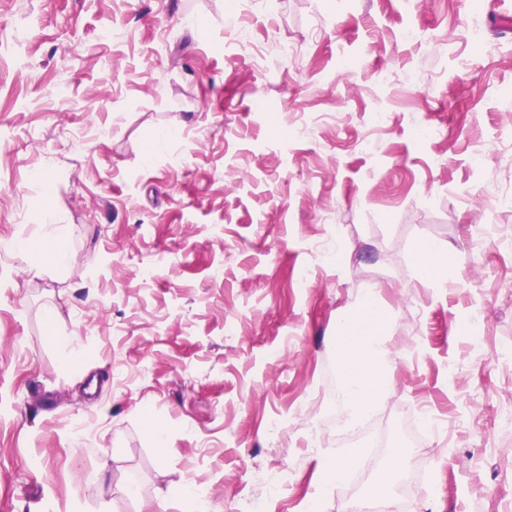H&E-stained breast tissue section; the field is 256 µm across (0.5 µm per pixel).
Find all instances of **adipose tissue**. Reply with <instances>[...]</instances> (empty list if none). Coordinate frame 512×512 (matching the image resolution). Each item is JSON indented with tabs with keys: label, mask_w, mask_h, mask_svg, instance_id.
I'll use <instances>...</instances> for the list:
<instances>
[{
	"label": "adipose tissue",
	"mask_w": 512,
	"mask_h": 512,
	"mask_svg": "<svg viewBox=\"0 0 512 512\" xmlns=\"http://www.w3.org/2000/svg\"><path fill=\"white\" fill-rule=\"evenodd\" d=\"M388 328V314L372 294L366 295L339 325L340 400L348 417L372 411L388 388Z\"/></svg>",
	"instance_id": "1"
}]
</instances>
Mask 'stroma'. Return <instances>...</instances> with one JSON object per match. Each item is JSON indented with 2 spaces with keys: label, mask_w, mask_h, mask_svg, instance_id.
<instances>
[{
  "label": "stroma",
  "mask_w": 512,
  "mask_h": 512,
  "mask_svg": "<svg viewBox=\"0 0 512 512\" xmlns=\"http://www.w3.org/2000/svg\"><path fill=\"white\" fill-rule=\"evenodd\" d=\"M228 7L0 0V512L182 485L171 512H512V207L486 193L512 180V40L469 41L478 0H259L260 65ZM369 291L392 384L344 442L336 322ZM373 442L408 450L393 486L349 457ZM417 276L429 283L433 288L445 287L446 280L442 276L445 255L440 247L430 242L421 243L417 248Z\"/></svg>",
  "instance_id": "obj_1"
}]
</instances>
